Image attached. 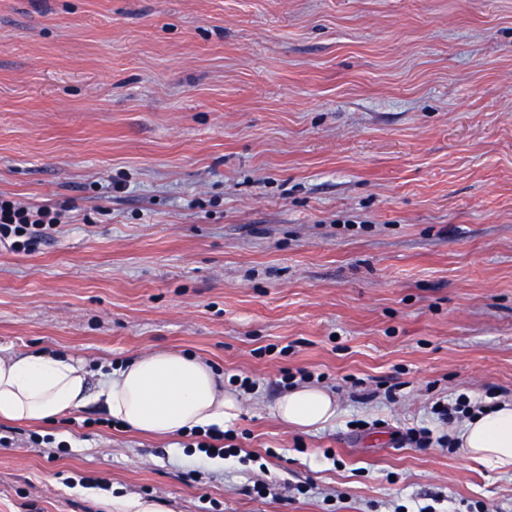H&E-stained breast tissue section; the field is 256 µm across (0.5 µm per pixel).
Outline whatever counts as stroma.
I'll use <instances>...</instances> for the list:
<instances>
[{
  "label": "stroma",
  "instance_id": "obj_1",
  "mask_svg": "<svg viewBox=\"0 0 512 512\" xmlns=\"http://www.w3.org/2000/svg\"><path fill=\"white\" fill-rule=\"evenodd\" d=\"M0 353L171 349L250 378L235 454L97 405L0 422V512H512L396 434L512 397V0H0ZM318 376L336 419L273 410ZM264 495H257V488ZM63 224L62 214L51 205H24L0 197V243L15 238L8 248L13 252H33L44 241L45 230ZM112 506L115 512H164L159 503L138 496L115 499Z\"/></svg>",
  "mask_w": 512,
  "mask_h": 512
}]
</instances>
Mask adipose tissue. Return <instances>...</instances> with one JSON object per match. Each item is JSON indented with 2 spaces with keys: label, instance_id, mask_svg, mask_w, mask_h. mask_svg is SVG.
Listing matches in <instances>:
<instances>
[{
  "label": "adipose tissue",
  "instance_id": "1",
  "mask_svg": "<svg viewBox=\"0 0 512 512\" xmlns=\"http://www.w3.org/2000/svg\"><path fill=\"white\" fill-rule=\"evenodd\" d=\"M93 403L121 426L157 436L225 429L241 410L236 389L225 387L207 363L187 353L158 350L137 357L112 371L96 391L74 357L0 354V420L57 421ZM275 412L288 426L306 431L332 420L336 402L328 390L304 385L282 395ZM454 436L471 461L512 473V402L466 421Z\"/></svg>",
  "mask_w": 512,
  "mask_h": 512
}]
</instances>
